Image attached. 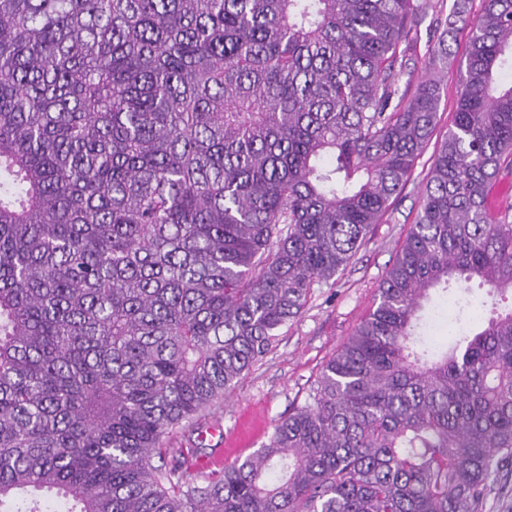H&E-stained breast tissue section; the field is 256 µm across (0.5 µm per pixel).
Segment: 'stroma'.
<instances>
[{
	"label": "stroma",
	"instance_id": "obj_1",
	"mask_svg": "<svg viewBox=\"0 0 512 512\" xmlns=\"http://www.w3.org/2000/svg\"><path fill=\"white\" fill-rule=\"evenodd\" d=\"M482 11V0H433L417 31L410 82L432 79L441 87L436 126L413 175L378 224L372 225L355 257L329 282L314 285L299 318L280 330L271 351L245 371L226 393L221 408L205 411L169 430L164 439L170 455L205 444L209 468L193 472L202 481L208 469H218L251 456L267 442L277 419L303 403L323 366L353 333L377 294L386 267L419 211V195L432 156L452 123L471 32ZM445 44L446 57L436 67L427 64L432 50ZM484 292L472 288L468 306L448 301L442 321L424 334L445 342L462 315L480 319Z\"/></svg>",
	"mask_w": 512,
	"mask_h": 512
}]
</instances>
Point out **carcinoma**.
<instances>
[{
    "instance_id": "obj_1",
    "label": "carcinoma",
    "mask_w": 512,
    "mask_h": 512,
    "mask_svg": "<svg viewBox=\"0 0 512 512\" xmlns=\"http://www.w3.org/2000/svg\"><path fill=\"white\" fill-rule=\"evenodd\" d=\"M432 0H0V512H482L512 473V0L378 299L268 443L201 484L224 399L405 188ZM458 284L489 317L447 343ZM471 294L468 296L469 305L465 307V311H460L461 304H456L455 297L448 295V303L442 305V311L445 310L444 320L432 323H428L429 327L424 329L425 336H428L430 340L437 341L438 343L445 342L447 340L448 332L458 328L461 324H469L467 315L470 319L478 320L486 317L484 307L481 305V301L484 297V290L477 288V284H472ZM461 319V322L458 319Z\"/></svg>"
}]
</instances>
